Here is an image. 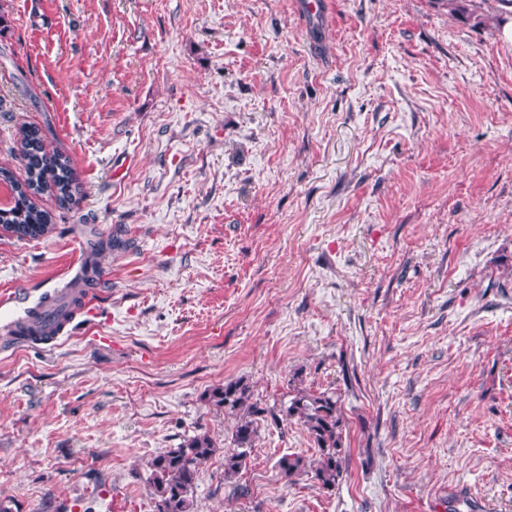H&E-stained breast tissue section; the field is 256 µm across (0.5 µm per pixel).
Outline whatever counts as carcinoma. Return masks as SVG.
<instances>
[{"label":"carcinoma","instance_id":"obj_1","mask_svg":"<svg viewBox=\"0 0 512 512\" xmlns=\"http://www.w3.org/2000/svg\"><path fill=\"white\" fill-rule=\"evenodd\" d=\"M492 14L478 12L474 0H436V4L453 15L474 20L476 25L505 21L503 14L512 7V0H497ZM17 160L25 179L0 167V184L10 186L14 203L8 209L0 208V224H11L20 239L39 238L47 234L53 223L51 213L40 208L35 198L43 194L55 197L59 207H69L80 192L69 158L51 146L46 135L36 126L23 125L19 131ZM120 241L112 238L89 246L85 268L91 275L85 287L96 284L100 275V258L108 248ZM207 400L224 413L236 418L232 432V447L224 451V479L231 480L247 467L250 454L258 438L259 423L267 419L274 423L296 419L306 429L319 450L312 462L299 455L283 457L279 467L286 478L312 473L313 479L324 490L332 491L346 472L349 450L342 438L343 417L339 397L334 391L310 393L296 389L288 394V401L275 410L264 406L254 397L249 382L242 378L229 380L211 389ZM217 452L216 442L207 432L189 437L177 448H168L147 462L150 470V492L156 512H194V488L199 466Z\"/></svg>","mask_w":512,"mask_h":512}]
</instances>
